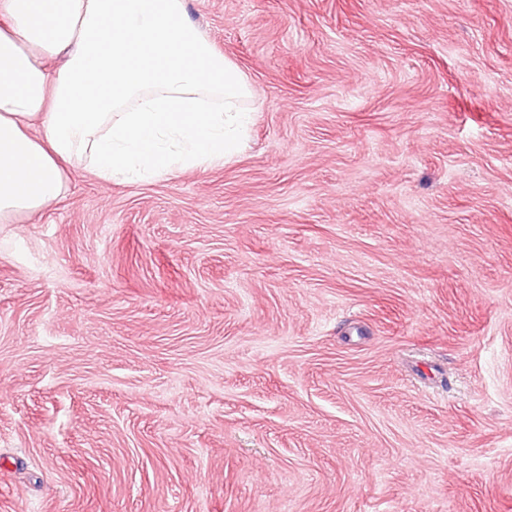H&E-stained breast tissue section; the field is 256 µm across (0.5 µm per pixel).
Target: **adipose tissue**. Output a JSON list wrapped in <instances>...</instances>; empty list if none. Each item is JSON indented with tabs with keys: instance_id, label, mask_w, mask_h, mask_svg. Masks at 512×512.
<instances>
[{
	"instance_id": "adipose-tissue-1",
	"label": "adipose tissue",
	"mask_w": 512,
	"mask_h": 512,
	"mask_svg": "<svg viewBox=\"0 0 512 512\" xmlns=\"http://www.w3.org/2000/svg\"><path fill=\"white\" fill-rule=\"evenodd\" d=\"M251 94L185 0H0V224L63 198L71 168L111 183L224 163Z\"/></svg>"
}]
</instances>
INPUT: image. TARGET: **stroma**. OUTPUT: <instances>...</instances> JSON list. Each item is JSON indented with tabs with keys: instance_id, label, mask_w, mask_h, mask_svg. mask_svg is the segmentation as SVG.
Listing matches in <instances>:
<instances>
[{
	"instance_id": "1",
	"label": "stroma",
	"mask_w": 512,
	"mask_h": 512,
	"mask_svg": "<svg viewBox=\"0 0 512 512\" xmlns=\"http://www.w3.org/2000/svg\"><path fill=\"white\" fill-rule=\"evenodd\" d=\"M233 160L0 224V512H512V0H186Z\"/></svg>"
}]
</instances>
